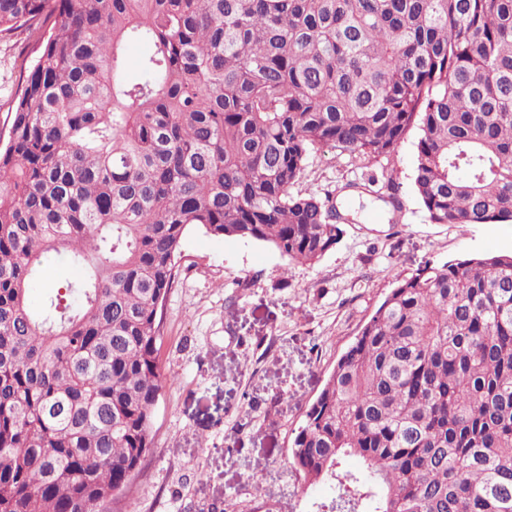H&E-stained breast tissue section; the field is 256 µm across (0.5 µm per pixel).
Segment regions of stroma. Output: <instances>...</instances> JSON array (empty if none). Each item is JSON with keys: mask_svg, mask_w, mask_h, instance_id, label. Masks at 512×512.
<instances>
[{"mask_svg": "<svg viewBox=\"0 0 512 512\" xmlns=\"http://www.w3.org/2000/svg\"><path fill=\"white\" fill-rule=\"evenodd\" d=\"M33 56L26 34L0 43L1 137L21 66ZM416 143L409 133L390 160L328 149L309 156L298 190L348 201L343 238L316 264L190 227L162 310L157 358L165 383L153 411V450L114 512H315L333 497L329 485L297 484L288 453L341 352L397 280L425 263L512 251V224L428 221L412 188ZM385 168L396 169L402 186L395 220L362 189L368 174ZM81 274L64 258L48 260L32 307Z\"/></svg>", "mask_w": 512, "mask_h": 512, "instance_id": "stroma-1", "label": "stroma"}]
</instances>
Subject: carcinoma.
<instances>
[{
	"instance_id": "carcinoma-1",
	"label": "carcinoma",
	"mask_w": 512,
	"mask_h": 512,
	"mask_svg": "<svg viewBox=\"0 0 512 512\" xmlns=\"http://www.w3.org/2000/svg\"><path fill=\"white\" fill-rule=\"evenodd\" d=\"M37 34L0 146V512H106L153 447L187 230L315 264L310 153L418 140L433 224L512 223V0H0ZM130 42L150 52L127 74ZM383 200L401 208L400 183ZM85 276L28 300L42 264ZM348 457L361 468L344 465ZM288 464L329 512H512V254L425 264L336 360Z\"/></svg>"
}]
</instances>
